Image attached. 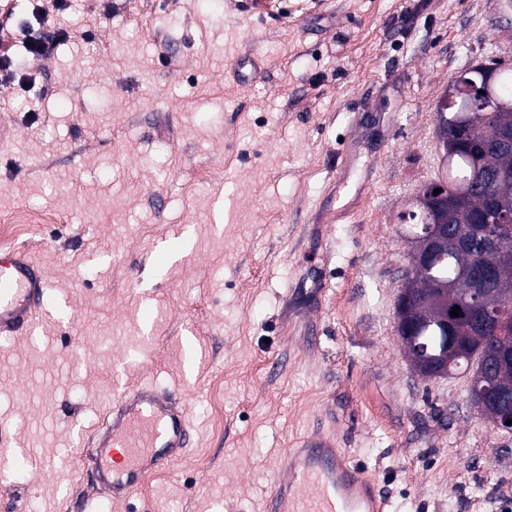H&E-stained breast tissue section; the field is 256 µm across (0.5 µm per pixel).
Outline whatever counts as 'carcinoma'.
<instances>
[{"mask_svg":"<svg viewBox=\"0 0 512 512\" xmlns=\"http://www.w3.org/2000/svg\"><path fill=\"white\" fill-rule=\"evenodd\" d=\"M484 66L478 63L460 74L449 85L452 94H443L436 104L437 135L448 176L426 186L428 190L447 188L446 217L465 246L450 248L445 244L434 263L421 264L404 275L408 298L402 323L413 326L416 335H404L399 325L396 334L415 371L423 377L427 376L423 363L429 357L447 362L450 373L464 369L474 377L490 368L492 382L500 393L499 405L483 408L473 392L468 396L482 414L492 417L502 414L503 406L512 400V356L504 354L497 329L500 320L512 319V260L503 261L498 253L485 248L475 219L487 209L489 199L496 197L505 204L498 212L499 219L512 222V153L487 152L479 156L464 147L463 140H492L501 127L512 128V94L506 96L500 91L503 84H512V71L500 70L493 60L488 63L494 68L488 82ZM478 90L503 108L476 107L473 93ZM408 218L413 221V243L423 234V225L435 221L419 204ZM473 264L486 265L493 271V286L480 299L486 318L482 327L469 303L472 284L462 275L463 269ZM456 306L460 307L459 316L452 317Z\"/></svg>","mask_w":512,"mask_h":512,"instance_id":"1","label":"carcinoma"}]
</instances>
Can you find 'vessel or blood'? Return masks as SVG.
Returning a JSON list of instances; mask_svg holds the SVG:
<instances>
[{
	"instance_id": "1",
	"label": "vessel or blood",
	"mask_w": 512,
	"mask_h": 512,
	"mask_svg": "<svg viewBox=\"0 0 512 512\" xmlns=\"http://www.w3.org/2000/svg\"><path fill=\"white\" fill-rule=\"evenodd\" d=\"M46 275L23 248L0 250V335L33 327L45 296ZM190 449L189 412L174 392L143 380L114 399L85 450V464L113 502L142 492L147 476ZM334 443L309 437L280 461L265 512H385L388 504L372 483L357 480Z\"/></svg>"
}]
</instances>
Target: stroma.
<instances>
[{
	"label": "stroma",
	"mask_w": 512,
	"mask_h": 512,
	"mask_svg": "<svg viewBox=\"0 0 512 512\" xmlns=\"http://www.w3.org/2000/svg\"><path fill=\"white\" fill-rule=\"evenodd\" d=\"M49 0H0V38ZM69 38L0 84V222L44 269L33 339L0 343V512H94L87 436L148 378L190 452L109 512H263L323 435L388 512H501L512 432L469 376H419L395 333L402 216L444 176L435 106L512 66L496 0H78ZM214 184L198 191L201 171ZM36 206L50 224H22Z\"/></svg>",
	"instance_id": "35a3bbf8"
}]
</instances>
